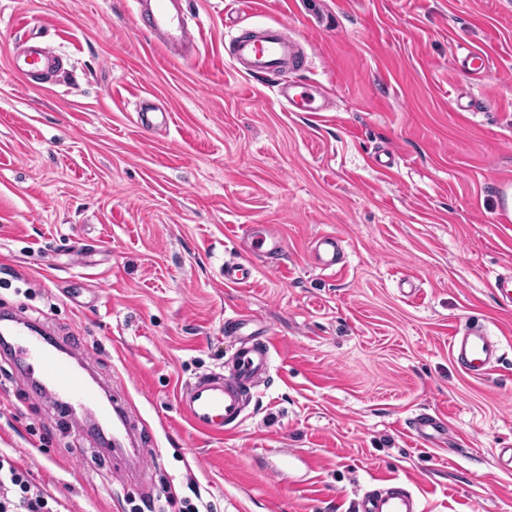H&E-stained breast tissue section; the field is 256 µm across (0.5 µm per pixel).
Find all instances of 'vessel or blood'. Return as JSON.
Here are the masks:
<instances>
[{"label":"vessel or blood","mask_w":512,"mask_h":512,"mask_svg":"<svg viewBox=\"0 0 512 512\" xmlns=\"http://www.w3.org/2000/svg\"><path fill=\"white\" fill-rule=\"evenodd\" d=\"M137 4L138 19L153 40L165 51L189 58L194 40L181 0H137ZM17 55L23 58L32 73L38 75L54 72L61 61L54 48L36 40L22 45ZM231 61L243 66L253 76L280 75L307 67V56L301 43L289 37L281 23L234 36ZM457 66L461 72L478 79L486 75L489 59L482 52L467 49L458 56ZM276 95L278 100L287 103L289 111L308 112L312 109L314 96L309 84L281 83ZM248 236L254 252L261 257L277 260L286 251L283 239L273 233L252 230ZM310 255L321 268L335 269L343 257L342 241L336 234H321L311 241ZM251 276L249 261L233 262L224 267L225 284L241 287ZM247 324V316L243 313L226 322L229 332L243 335L227 374L198 377L183 385L178 393L188 421L205 435L230 434L244 418L251 390L269 372L272 341L244 335ZM14 336L20 354L28 360L32 370L57 391L58 404L64 411L74 414L81 406L96 401L93 386L43 337L27 327L15 329ZM449 352L468 375L477 378L489 375L502 361L500 341L489 336L479 324L455 330L449 341ZM410 429L425 443L446 436L442 422L430 414L415 417ZM358 512H420V503L406 482L389 479L378 489L363 495Z\"/></svg>","instance_id":"vessel-or-blood-1"}]
</instances>
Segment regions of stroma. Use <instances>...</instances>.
I'll list each match as a JSON object with an SVG mask.
<instances>
[{
  "label": "stroma",
  "mask_w": 512,
  "mask_h": 512,
  "mask_svg": "<svg viewBox=\"0 0 512 512\" xmlns=\"http://www.w3.org/2000/svg\"><path fill=\"white\" fill-rule=\"evenodd\" d=\"M197 55L168 54L134 0H0V312L65 346L134 428V467L113 471L84 419L35 393L0 357V450L62 512H358L381 480L423 512H512V0H187ZM285 22L308 43L327 112H290L275 81L239 72L231 35ZM67 63L24 84L23 41ZM489 55L478 82L460 47ZM474 96V111L448 99ZM149 100L172 114L147 136ZM247 226L280 233L282 267L250 254ZM325 232L341 269L313 264ZM251 258L249 284L224 266ZM275 339L272 365L227 437L195 430L180 386L223 372L238 313ZM476 320L505 354L488 379L449 353ZM441 416L448 456L408 428ZM174 503H167V494Z\"/></svg>",
  "instance_id": "35a3bbf8"
}]
</instances>
